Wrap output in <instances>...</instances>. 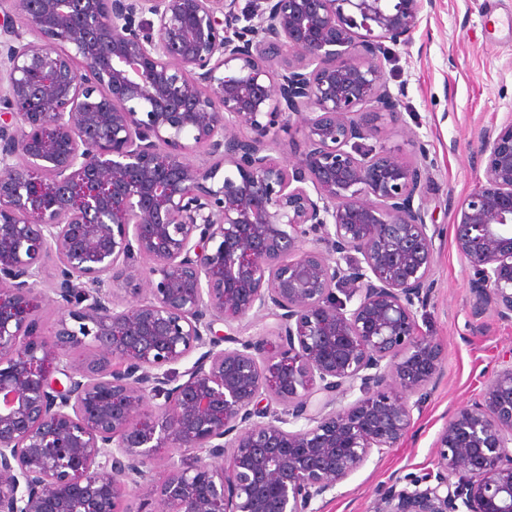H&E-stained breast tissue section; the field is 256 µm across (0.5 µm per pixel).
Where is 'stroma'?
I'll return each instance as SVG.
<instances>
[{
    "label": "stroma",
    "mask_w": 512,
    "mask_h": 512,
    "mask_svg": "<svg viewBox=\"0 0 512 512\" xmlns=\"http://www.w3.org/2000/svg\"><path fill=\"white\" fill-rule=\"evenodd\" d=\"M384 70L401 117L380 125L378 141L411 161L415 140L429 149L427 221L439 225L441 235L436 288L418 322L447 357L404 440L317 501L319 512H374L392 479L431 470L451 412L478 397L512 358V322L491 311L471 316V273L453 245L454 211L484 179L478 134L512 115V0H433L412 40L392 46Z\"/></svg>",
    "instance_id": "stroma-1"
}]
</instances>
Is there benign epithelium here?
I'll return each instance as SVG.
<instances>
[{
    "label": "benign epithelium",
    "mask_w": 512,
    "mask_h": 512,
    "mask_svg": "<svg viewBox=\"0 0 512 512\" xmlns=\"http://www.w3.org/2000/svg\"><path fill=\"white\" fill-rule=\"evenodd\" d=\"M431 4L0 0V512H123L160 448L136 512H317L399 445L445 360L439 229L426 144L372 139ZM481 140L454 244L473 316L512 321V115ZM434 465L374 512H512V363ZM288 141L290 146H288ZM278 143L279 144L274 145L273 150L269 152L271 156L277 159H281L282 156L287 153L291 158L294 156L295 151L302 149L301 134L295 131V127H293L290 132L281 131Z\"/></svg>",
    "instance_id": "obj_1"
}]
</instances>
